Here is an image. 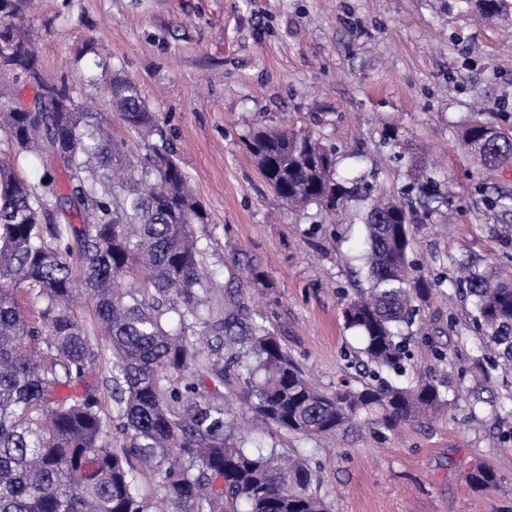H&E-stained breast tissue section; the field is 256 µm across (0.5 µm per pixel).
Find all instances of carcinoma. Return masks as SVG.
Instances as JSON below:
<instances>
[{"label":"carcinoma","mask_w":512,"mask_h":512,"mask_svg":"<svg viewBox=\"0 0 512 512\" xmlns=\"http://www.w3.org/2000/svg\"><path fill=\"white\" fill-rule=\"evenodd\" d=\"M469 14L493 24L512 17V0H464ZM26 0H0V77L11 76L73 100L64 112L0 116V136L16 155L43 163L40 186L0 162V512H150L135 491L141 469L158 478L173 512H328L305 462L272 447L266 452L237 432L220 403L198 399L194 384L165 388L171 375L199 362L192 336L230 348L227 362L206 371L224 380L231 369L247 412L276 431L308 437L368 430L376 435L448 407L437 376L412 385V327L442 281L411 259L412 224H433L444 198L427 166L412 162L408 191L421 207L358 195L336 176L332 150L305 132L260 128L247 143L258 169L290 208L361 205L368 243L359 284L343 309L362 340L371 381L323 392L308 381L267 326L268 318L231 301L224 321L209 323L205 249L191 225L208 217L169 148L163 123L138 85L117 75L102 88L110 110L139 151L110 131L65 81L49 83L31 42L13 19ZM468 153L486 169L512 166V139L490 135L486 122L461 127ZM455 282L471 300L474 325L491 366L512 373V276L459 263ZM239 286L263 288L250 261L238 262ZM91 301L111 353L108 382L120 406L126 448L105 442L107 424L89 382L99 358L83 322L70 310L76 291ZM32 296L30 318L22 298ZM466 479L491 489L500 477L477 464Z\"/></svg>","instance_id":"cac0c4a2"}]
</instances>
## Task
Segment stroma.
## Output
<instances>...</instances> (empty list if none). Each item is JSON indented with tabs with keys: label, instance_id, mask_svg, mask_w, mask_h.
<instances>
[{
	"label": "stroma",
	"instance_id": "35a3bbf8",
	"mask_svg": "<svg viewBox=\"0 0 512 512\" xmlns=\"http://www.w3.org/2000/svg\"><path fill=\"white\" fill-rule=\"evenodd\" d=\"M19 25L36 43L44 77L67 80L100 111L108 109L103 94L86 82L97 55L138 85L209 216L192 230L206 249L211 321L223 319L226 296L237 293L267 314L320 389L365 371L345 358L360 340L342 316L366 250L364 227L351 209L283 205L246 147L251 133L268 125L313 132L335 148L339 174L374 195L402 197L408 157L436 170L452 221L411 225V257L446 281L422 306L403 380L439 371L447 413L384 437L328 443L258 420L245 429L264 447L305 459L332 512H512L506 381L488 364L471 306L447 278L455 257H477L485 269L512 264V215L484 200L512 192V168L484 171L458 143L478 101L487 105L482 120L512 137V25H476L459 0H40ZM390 125L400 162L383 143ZM243 253L264 273L265 288L231 290ZM91 342L106 441L122 448L129 439L116 429L118 406L104 385L111 356L99 336ZM477 463L497 472L495 488L467 483Z\"/></svg>",
	"mask_w": 512,
	"mask_h": 512
}]
</instances>
